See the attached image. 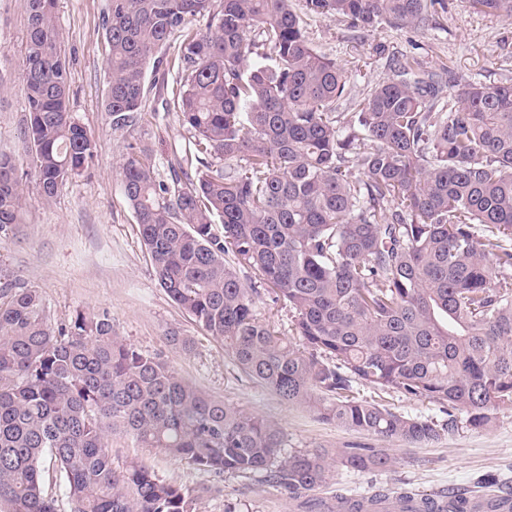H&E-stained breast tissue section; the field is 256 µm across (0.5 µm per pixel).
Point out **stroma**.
<instances>
[{
	"mask_svg": "<svg viewBox=\"0 0 512 512\" xmlns=\"http://www.w3.org/2000/svg\"><path fill=\"white\" fill-rule=\"evenodd\" d=\"M109 0H58L56 21L70 73L69 108L89 134L94 157L51 200H44L32 177H24L25 222L21 233L0 240V268L39 289L52 324L76 311L112 314V324L127 343L161 354L177 373L226 404L259 415L284 433L286 451L380 447V440L316 419L304 407L288 405L258 382L245 378L230 353L212 340L159 285L141 243L134 213L123 190L120 166L130 145L145 142L153 151L160 179L181 158L192 133L179 120L182 87L181 33L171 35L145 74L146 94L128 126L113 128L103 108L108 46L102 36ZM311 46L327 58L355 63L347 95L338 109L351 111L367 83L390 76L389 61L404 56L413 66L448 70L454 77L487 83L512 79V20L474 10L467 0H445L432 27L423 32L382 28L363 32L339 19L305 16ZM27 36L24 0H0V153L23 161L21 131L26 117L21 68ZM189 337L191 351L167 343L169 332ZM360 399L380 400L410 417L446 420L440 404L399 392L377 395L353 385ZM392 465L379 472L337 466L324 486L298 496L267 481L264 474L216 477L160 452L146 456L155 473L209 494L199 512H309L335 494L352 498L378 489H411L433 494L482 482L492 491L512 492V410H497L488 428L459 423L440 441L413 447L392 440Z\"/></svg>",
	"mask_w": 512,
	"mask_h": 512,
	"instance_id": "stroma-1",
	"label": "stroma"
}]
</instances>
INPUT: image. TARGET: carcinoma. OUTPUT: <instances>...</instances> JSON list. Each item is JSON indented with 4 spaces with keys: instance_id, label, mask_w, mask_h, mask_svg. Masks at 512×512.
Here are the masks:
<instances>
[{
    "instance_id": "cac0c4a2",
    "label": "carcinoma",
    "mask_w": 512,
    "mask_h": 512,
    "mask_svg": "<svg viewBox=\"0 0 512 512\" xmlns=\"http://www.w3.org/2000/svg\"><path fill=\"white\" fill-rule=\"evenodd\" d=\"M57 2L24 0L23 139L46 200L93 157L69 110ZM468 3L512 19V0ZM438 5L304 0L306 14L366 32L424 30ZM197 18L178 103L193 177L159 179L143 146L121 166L159 285L245 377L323 421L409 445L439 441L460 417L489 426L512 408V81L446 80L397 59L338 112L349 70L313 49L291 0H110L112 126L139 110L153 55ZM21 183L0 153V239L24 223ZM262 289L293 311L292 340L258 319ZM357 381L446 405L448 420L359 399ZM114 434L218 477L264 471L291 495L325 484L333 462L392 464L385 448L282 458L278 427L127 343L109 311L54 326L38 289L0 274V512H59L46 460L69 512H197L207 489L167 482L142 458L114 464ZM396 497L400 512H440L408 489Z\"/></svg>"
}]
</instances>
